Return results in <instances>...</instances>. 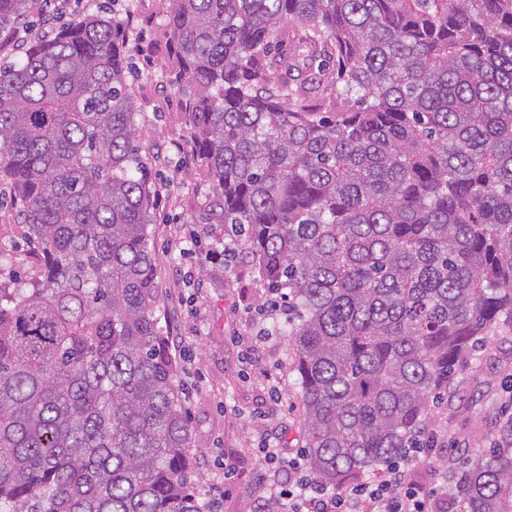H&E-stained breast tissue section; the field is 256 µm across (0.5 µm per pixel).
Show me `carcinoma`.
<instances>
[{
  "label": "carcinoma",
  "mask_w": 512,
  "mask_h": 512,
  "mask_svg": "<svg viewBox=\"0 0 512 512\" xmlns=\"http://www.w3.org/2000/svg\"><path fill=\"white\" fill-rule=\"evenodd\" d=\"M166 2L192 151L284 302L309 474L357 484L512 330V0ZM127 59L88 15L0 66V178L43 265L0 282V512H209ZM461 484V512H512V416Z\"/></svg>",
  "instance_id": "cac0c4a2"
}]
</instances>
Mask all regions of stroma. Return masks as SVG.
<instances>
[{
	"instance_id": "stroma-1",
	"label": "stroma",
	"mask_w": 512,
	"mask_h": 512,
	"mask_svg": "<svg viewBox=\"0 0 512 512\" xmlns=\"http://www.w3.org/2000/svg\"><path fill=\"white\" fill-rule=\"evenodd\" d=\"M39 0L27 39L49 37L42 19L62 24L100 13L128 40L129 84L143 130L142 156L159 191L149 246L156 257V315L178 364L176 385L192 432L190 491L212 512H252L267 497L261 480L263 447L302 449V408L291 350L282 336L259 338L258 323L273 299L239 256L238 241L215 206L212 184L192 159L181 92L163 76L170 35L164 0ZM0 183V244L12 260L0 276L39 278L28 240ZM232 251H225V243ZM512 334L501 330L455 378L459 397L431 402L424 418L434 442L409 474L425 492L440 489L446 473L474 468L512 393ZM467 454L456 458L453 449Z\"/></svg>"
}]
</instances>
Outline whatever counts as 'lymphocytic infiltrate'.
<instances>
[{
  "label": "lymphocytic infiltrate",
  "instance_id": "obj_1",
  "mask_svg": "<svg viewBox=\"0 0 512 512\" xmlns=\"http://www.w3.org/2000/svg\"><path fill=\"white\" fill-rule=\"evenodd\" d=\"M262 454L264 481L278 512H437L432 496L418 491L404 467L388 469L381 482L331 492L310 478L302 455L279 448Z\"/></svg>",
  "mask_w": 512,
  "mask_h": 512
}]
</instances>
